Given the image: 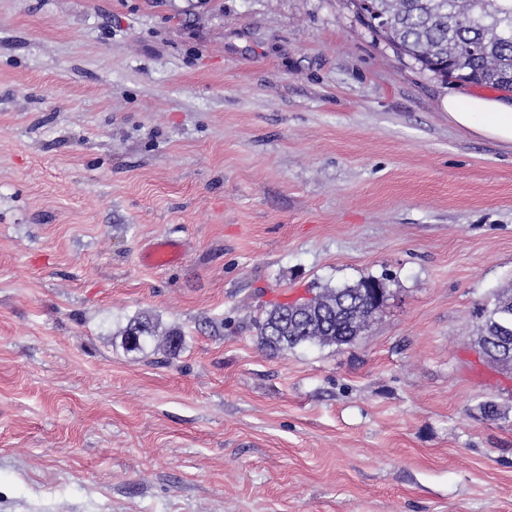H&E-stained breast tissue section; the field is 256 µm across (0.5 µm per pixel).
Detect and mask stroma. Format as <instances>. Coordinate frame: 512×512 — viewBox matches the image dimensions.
Segmentation results:
<instances>
[{"label": "stroma", "instance_id": "obj_1", "mask_svg": "<svg viewBox=\"0 0 512 512\" xmlns=\"http://www.w3.org/2000/svg\"><path fill=\"white\" fill-rule=\"evenodd\" d=\"M461 87L351 0H0V512H512L474 345L512 145L449 120ZM368 277L354 343L260 345ZM142 315L177 355L125 349ZM181 254L179 244L172 240H164L149 247L143 254V261L154 268H163L172 265Z\"/></svg>", "mask_w": 512, "mask_h": 512}]
</instances>
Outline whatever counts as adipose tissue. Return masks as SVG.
I'll return each mask as SVG.
<instances>
[{"mask_svg":"<svg viewBox=\"0 0 512 512\" xmlns=\"http://www.w3.org/2000/svg\"><path fill=\"white\" fill-rule=\"evenodd\" d=\"M448 116L459 127L512 144V95L490 98L459 91L447 99Z\"/></svg>","mask_w":512,"mask_h":512,"instance_id":"ef3b65f1","label":"adipose tissue"}]
</instances>
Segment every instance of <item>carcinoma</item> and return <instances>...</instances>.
Returning a JSON list of instances; mask_svg holds the SVG:
<instances>
[{"label":"carcinoma","instance_id":"carcinoma-1","mask_svg":"<svg viewBox=\"0 0 512 512\" xmlns=\"http://www.w3.org/2000/svg\"><path fill=\"white\" fill-rule=\"evenodd\" d=\"M364 25L421 70L441 79L464 78L498 87L512 82V0H351ZM367 278L354 285L325 287L294 317V304L275 303L258 322L260 344L273 351L303 345L352 343L377 308L369 301ZM480 332L498 333L512 351V290L481 308ZM151 318L137 317L124 330L128 349L141 351L155 340Z\"/></svg>","mask_w":512,"mask_h":512}]
</instances>
